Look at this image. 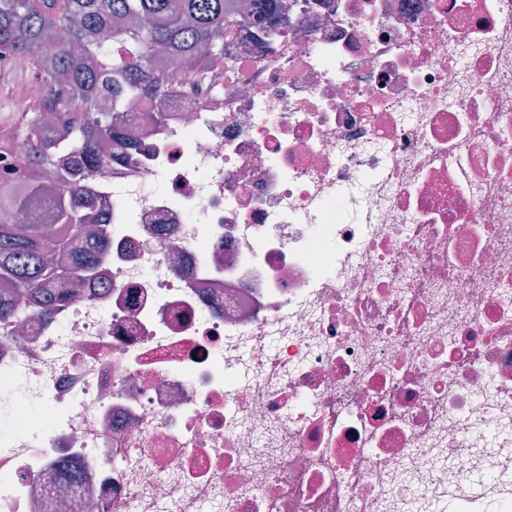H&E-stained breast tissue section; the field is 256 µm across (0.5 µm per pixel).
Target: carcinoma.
<instances>
[{
  "label": "carcinoma",
  "instance_id": "obj_1",
  "mask_svg": "<svg viewBox=\"0 0 512 512\" xmlns=\"http://www.w3.org/2000/svg\"><path fill=\"white\" fill-rule=\"evenodd\" d=\"M279 0H0V67L28 58L38 92L19 134L33 153L0 176V215L30 213L32 223L0 220V317L33 295L79 276L105 238L96 204L80 195L81 177L112 162L103 143L119 136L129 98L162 103L187 77L224 56V37L244 11L263 22ZM127 49L112 53V40Z\"/></svg>",
  "mask_w": 512,
  "mask_h": 512
}]
</instances>
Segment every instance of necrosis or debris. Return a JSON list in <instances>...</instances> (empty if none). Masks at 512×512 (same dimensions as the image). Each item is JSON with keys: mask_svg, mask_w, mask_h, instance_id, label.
<instances>
[{"mask_svg": "<svg viewBox=\"0 0 512 512\" xmlns=\"http://www.w3.org/2000/svg\"><path fill=\"white\" fill-rule=\"evenodd\" d=\"M287 3L125 102L107 245L0 321V512H512V0Z\"/></svg>", "mask_w": 512, "mask_h": 512, "instance_id": "4bbe7bcc", "label": "necrosis or debris"}]
</instances>
